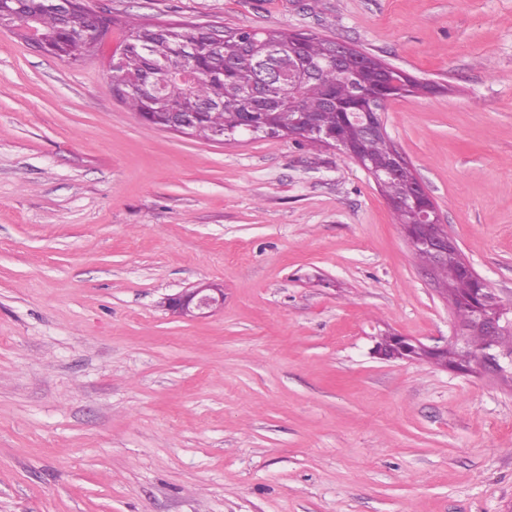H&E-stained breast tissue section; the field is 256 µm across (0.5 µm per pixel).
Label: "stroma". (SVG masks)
Instances as JSON below:
<instances>
[{"label":"stroma","mask_w":512,"mask_h":512,"mask_svg":"<svg viewBox=\"0 0 512 512\" xmlns=\"http://www.w3.org/2000/svg\"><path fill=\"white\" fill-rule=\"evenodd\" d=\"M67 63L0 29V512H512V381L385 360L460 331L341 150L145 125L124 20L337 39L424 83L381 118L512 298V0H85ZM201 282L224 308L172 317Z\"/></svg>","instance_id":"35a3bbf8"}]
</instances>
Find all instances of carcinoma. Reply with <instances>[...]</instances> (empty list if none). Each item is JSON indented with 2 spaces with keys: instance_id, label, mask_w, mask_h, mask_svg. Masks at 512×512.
Instances as JSON below:
<instances>
[{
  "instance_id": "1",
  "label": "carcinoma",
  "mask_w": 512,
  "mask_h": 512,
  "mask_svg": "<svg viewBox=\"0 0 512 512\" xmlns=\"http://www.w3.org/2000/svg\"><path fill=\"white\" fill-rule=\"evenodd\" d=\"M28 14L38 18L45 37L53 46L63 41L70 47L78 45L82 30L77 21L62 25L61 18L45 7L43 0H29ZM248 29L218 30L209 26L185 24L158 29L135 21L129 24L118 61L119 68L112 78L125 85L119 94L129 110L142 116L157 108L148 103L140 85L146 81L148 62L161 64L166 71L178 73L189 67L202 70L195 83L188 86L176 78L164 80L160 95L165 105L177 108L185 102L195 105L199 113L195 133L206 138L214 131L224 132L228 138L286 137L288 115L278 114L279 102L292 97L302 112H313L321 128L334 131L340 116L325 103V93L336 90L342 103L352 101L361 93H370L367 81L336 70L327 63L333 41L314 36L303 37L300 56L315 70V76L292 85L288 84V55L281 49L289 46L294 35L278 30H264L256 34L257 43L249 44ZM274 75L267 90V99L257 101L249 97L250 87L260 67ZM256 113V130L248 133L241 126L243 113ZM395 148L384 135L367 140L365 166L376 172L385 168ZM413 178L392 180L383 185L391 200H401L412 192ZM438 275L448 285L452 298L464 294L474 298L481 292L479 285L462 278L455 258L450 257L438 267Z\"/></svg>"
}]
</instances>
